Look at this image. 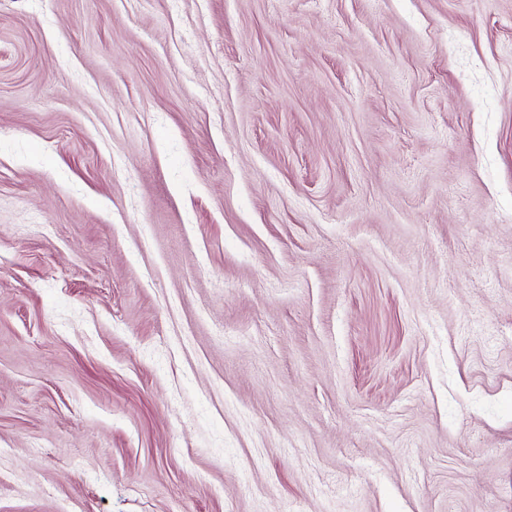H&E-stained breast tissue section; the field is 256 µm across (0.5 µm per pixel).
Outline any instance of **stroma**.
<instances>
[{"label":"stroma","mask_w":512,"mask_h":512,"mask_svg":"<svg viewBox=\"0 0 512 512\" xmlns=\"http://www.w3.org/2000/svg\"><path fill=\"white\" fill-rule=\"evenodd\" d=\"M0 512H512V0H0Z\"/></svg>","instance_id":"1"}]
</instances>
